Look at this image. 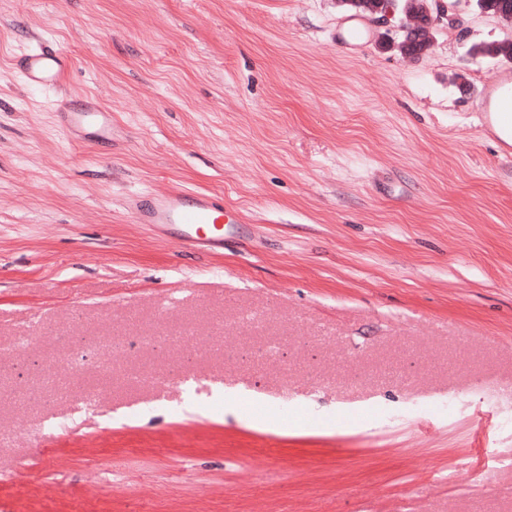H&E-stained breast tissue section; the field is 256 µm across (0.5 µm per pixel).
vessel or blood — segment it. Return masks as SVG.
Here are the masks:
<instances>
[{
	"instance_id": "obj_1",
	"label": "vessel or blood",
	"mask_w": 512,
	"mask_h": 512,
	"mask_svg": "<svg viewBox=\"0 0 512 512\" xmlns=\"http://www.w3.org/2000/svg\"><path fill=\"white\" fill-rule=\"evenodd\" d=\"M13 65L26 84L35 89L59 87L72 68L69 53L48 38L21 51ZM477 113L485 131L504 153L512 152V72L504 71L487 82ZM62 129L77 136L108 141L112 123L106 106L89 97L69 98L56 108ZM128 210L135 223L149 225L156 236L178 230L190 247L220 252L224 249V205L213 195L173 189L145 198L133 197Z\"/></svg>"
}]
</instances>
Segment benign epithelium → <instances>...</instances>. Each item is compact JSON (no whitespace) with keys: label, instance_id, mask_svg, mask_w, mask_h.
Returning <instances> with one entry per match:
<instances>
[{"label":"benign epithelium","instance_id":"benign-epithelium-1","mask_svg":"<svg viewBox=\"0 0 512 512\" xmlns=\"http://www.w3.org/2000/svg\"><path fill=\"white\" fill-rule=\"evenodd\" d=\"M338 2L343 6L351 7L354 17L376 23L389 14L402 11L407 22L399 25V37L394 38L387 33H381L378 35L377 43L387 42L405 57L408 56L406 46L410 39L416 37L422 41L425 47L429 48L432 46L434 34L439 30L441 24L453 26L455 22L453 11L459 3L473 2L481 13H487L484 0H448L446 6L443 5L442 0H377L375 5L369 0H338ZM469 53L476 57L489 58L498 63L512 64V30L499 40L486 42L469 49Z\"/></svg>","mask_w":512,"mask_h":512}]
</instances>
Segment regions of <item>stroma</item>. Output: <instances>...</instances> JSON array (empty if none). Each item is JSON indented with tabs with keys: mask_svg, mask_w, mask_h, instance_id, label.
Returning a JSON list of instances; mask_svg holds the SVG:
<instances>
[{
	"mask_svg": "<svg viewBox=\"0 0 512 512\" xmlns=\"http://www.w3.org/2000/svg\"><path fill=\"white\" fill-rule=\"evenodd\" d=\"M350 25L336 0H0L10 512H512V156L476 115L499 68L468 53L506 25L465 9L416 58ZM40 38L73 59L54 90L11 63ZM73 95L111 108V152L58 127ZM173 186L244 237L131 222ZM170 325L229 343L140 347ZM109 334V415L31 395L54 358L96 379ZM102 352L100 370L106 373L112 371V363L121 360L127 354V341L124 336H108L98 342Z\"/></svg>",
	"mask_w": 512,
	"mask_h": 512,
	"instance_id": "1",
	"label": "stroma"
}]
</instances>
